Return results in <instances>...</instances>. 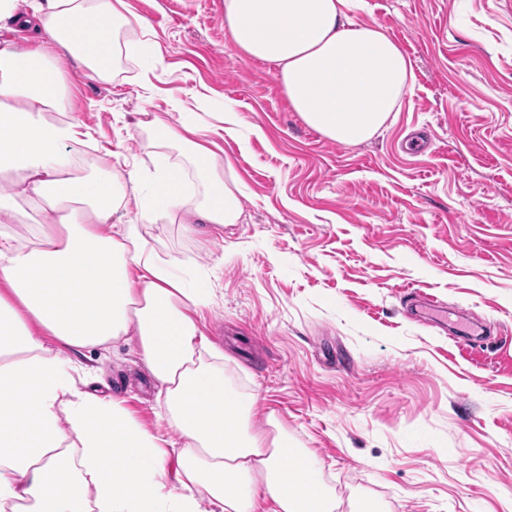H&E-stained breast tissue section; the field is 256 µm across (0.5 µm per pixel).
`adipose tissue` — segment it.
<instances>
[{
  "label": "adipose tissue",
  "mask_w": 512,
  "mask_h": 512,
  "mask_svg": "<svg viewBox=\"0 0 512 512\" xmlns=\"http://www.w3.org/2000/svg\"><path fill=\"white\" fill-rule=\"evenodd\" d=\"M352 7L224 0L241 56L275 64L304 123L346 145L371 138L414 84L398 42ZM30 24L43 37L19 50L8 34ZM160 52L125 0H0V222L43 206L30 236L0 229V512H255L261 499L271 512H336L316 457L275 413L248 429L254 398L227 384L224 353L198 322L208 281H188L142 232L176 216L190 235L239 222L241 188L225 182L206 123L153 114L137 123L151 168L102 157L79 172L92 138L67 117L62 59L109 82L122 60ZM175 149L187 170L171 163ZM128 335L175 439L86 388L76 353Z\"/></svg>",
  "instance_id": "obj_1"
}]
</instances>
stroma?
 <instances>
[{
  "mask_svg": "<svg viewBox=\"0 0 512 512\" xmlns=\"http://www.w3.org/2000/svg\"><path fill=\"white\" fill-rule=\"evenodd\" d=\"M157 64L110 82L63 69L72 114L125 168L146 158L142 113L232 105L247 143L217 135L239 223L208 243L173 220L149 240L209 277L200 313L224 375L275 412L343 504L374 512H512V0H363L409 57L414 88L373 138L344 145L293 111L272 64L243 58L224 0H126ZM153 87L152 102L142 98ZM182 103L175 111L169 98ZM485 325L466 344L424 324L415 291ZM100 393L160 428L133 344L83 351Z\"/></svg>",
  "mask_w": 512,
  "mask_h": 512,
  "instance_id": "1",
  "label": "stroma"
}]
</instances>
